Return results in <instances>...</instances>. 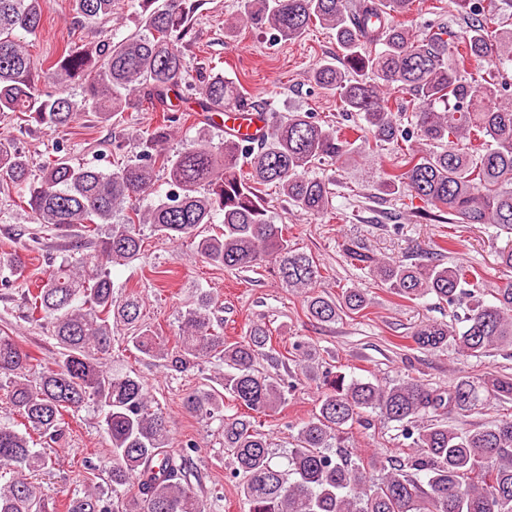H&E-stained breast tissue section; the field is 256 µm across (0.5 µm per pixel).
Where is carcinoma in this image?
Listing matches in <instances>:
<instances>
[{"instance_id":"1","label":"carcinoma","mask_w":512,"mask_h":512,"mask_svg":"<svg viewBox=\"0 0 512 512\" xmlns=\"http://www.w3.org/2000/svg\"><path fill=\"white\" fill-rule=\"evenodd\" d=\"M452 2L463 26L421 35L398 20L414 0H245L240 20L284 40L301 37L314 23L334 33L341 65L324 60L311 78L339 98L356 140L419 145L380 174L376 190L422 201L416 217L429 224L492 225L496 235L508 237L498 263L512 269V99L504 98L500 70L483 66L490 58L512 63V0H494L495 27L482 0ZM71 6L77 18L93 24L112 17L115 0H71ZM139 6L134 32L94 48L67 45L46 66L17 31L40 33L48 0H0L1 115L26 112L37 125L59 130L89 108L106 118L126 111L132 92L154 109L168 107L143 139L140 158L108 173L61 157L36 167L17 142L0 138V179L24 192L23 203L43 230L68 236L79 229L88 238L109 225L93 252L62 260L36 292H27L29 319L45 323L57 341L54 366L32 376L33 357L0 334V397L24 426L20 432L0 424V512H47L33 477L49 469L52 458L35 447L33 436L59 443L64 414L89 403L103 416L112 470L107 486L85 487L69 499L67 512H206L188 480V451L172 449L165 414L139 378L103 363L119 325L134 328L130 342L142 357L162 360L175 372L213 361L224 365V392L199 387L185 396L183 408L223 423L244 512H512V419L465 430L446 423L491 396L512 399V376L465 377L442 389L410 377L382 384L328 371L315 412L299 426L283 468L253 416L224 418L226 393L268 416L294 388L256 367L269 356V328L254 323L240 339H226L214 321V296L200 290L180 313L178 340L169 348L140 323L142 300L116 294L110 266L139 259L141 226L148 224L169 241L194 240L208 263L228 270L275 264L286 287L304 294L306 311L318 322L332 323L367 305L358 288L339 300L315 291L319 267L292 249L258 193V186L272 185L302 212L331 213L329 181L311 170L356 161L354 142L340 127L290 111L270 113L266 133L250 147L227 136L213 142L206 123L191 144L170 149L174 129L188 121L169 107L172 101L194 91L200 111L220 116L224 107L246 105L248 98L219 73L189 80L179 44L190 35L192 0H139ZM467 61L476 65L470 77L461 75ZM76 79L84 85L79 100L39 88L42 81L60 86ZM385 87L410 97V115L391 110ZM160 171L167 175L164 196L146 208L135 205L155 190ZM217 220L222 233L203 234L202 227ZM343 252L402 299L432 295L451 309L465 305L458 323L417 325L411 335L417 348L450 344L468 358L512 347L511 282L488 302L472 266L386 261L351 239ZM23 268L18 252H1L0 285L10 286ZM368 412L398 424L408 447L402 458L372 461L376 476L345 449L347 428Z\"/></svg>"}]
</instances>
